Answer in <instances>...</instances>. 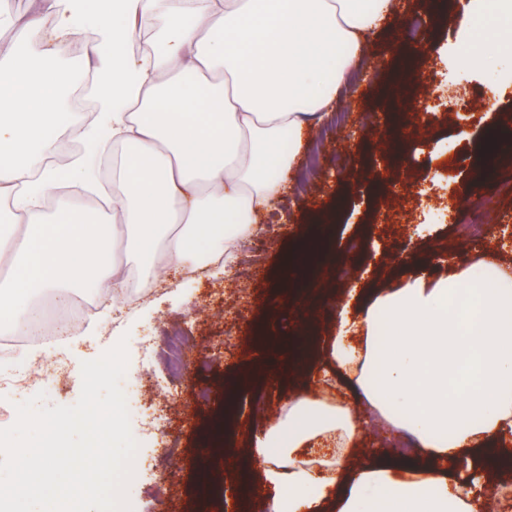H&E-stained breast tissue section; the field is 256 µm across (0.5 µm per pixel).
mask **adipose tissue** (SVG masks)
<instances>
[{
  "label": "adipose tissue",
  "instance_id": "obj_1",
  "mask_svg": "<svg viewBox=\"0 0 512 512\" xmlns=\"http://www.w3.org/2000/svg\"><path fill=\"white\" fill-rule=\"evenodd\" d=\"M0 10V200L27 225L0 236V303L31 320L35 294L92 285L126 301L143 281L232 262L280 197L307 132L333 111L396 0H34ZM85 35L95 113L68 109L56 43ZM70 135L86 151L54 159ZM112 160V215L96 216L92 155ZM285 419L259 436L245 482L269 512H484L487 473L512 470V263L479 252L371 295L345 290L336 334ZM413 454L346 462L368 422Z\"/></svg>",
  "mask_w": 512,
  "mask_h": 512
}]
</instances>
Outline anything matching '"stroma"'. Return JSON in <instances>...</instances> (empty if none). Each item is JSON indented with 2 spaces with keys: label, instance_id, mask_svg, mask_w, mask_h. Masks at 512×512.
<instances>
[{
  "label": "stroma",
  "instance_id": "obj_1",
  "mask_svg": "<svg viewBox=\"0 0 512 512\" xmlns=\"http://www.w3.org/2000/svg\"><path fill=\"white\" fill-rule=\"evenodd\" d=\"M400 6V15L390 16L371 36L368 67L339 95L344 127L330 119L315 128L274 214L260 218L259 232L240 248L231 267L171 278L164 294L150 295L119 321L105 323L98 335H86L85 318L72 330L67 352L72 367L99 357L123 338L130 380L146 375L180 391L177 403L166 411L165 434L142 437L139 412L130 414L131 431L141 436L148 462L135 478L133 512H179V498L193 493L216 467L257 478L259 468L244 452L248 435L274 423L294 390L313 386L305 371L289 385L263 375L264 367H287L293 346L291 338H282L284 351L273 354L265 337H282L279 316L284 310L293 316L294 335L322 343L335 334L339 306L329 304L313 271L289 270V256L314 230L323 233L330 276H337L347 244L360 240L365 244L361 263L385 271L370 278V285L388 286L411 274L410 268L391 266L394 255L411 252L423 261L442 249L461 247L463 219L490 199L500 218L489 225L484 244L512 262V251L501 246L512 237V154L499 156L496 182L472 189L467 180L469 170L485 160L482 146L492 134L512 137V123L501 119L512 114V55L497 52L492 31L480 45L497 52L495 68L444 64L441 57L453 31L433 16L429 0H401ZM417 14L427 19L429 36L416 44L405 32ZM383 52L394 55L397 65L413 66L416 84L407 96L387 95L391 74L380 67ZM407 129L412 136L403 160L390 162L383 152L385 141ZM454 156L459 167L447 170ZM464 195L469 205L455 209L454 201ZM188 320L194 323L193 340L174 376L166 362L167 333ZM218 368L228 380L248 377L239 400L260 395L265 406L246 416L229 453L196 460L192 453L202 436L198 419L211 410L196 403L192 390L212 382ZM170 434L179 437L173 450L166 445Z\"/></svg>",
  "mask_w": 512,
  "mask_h": 512
}]
</instances>
